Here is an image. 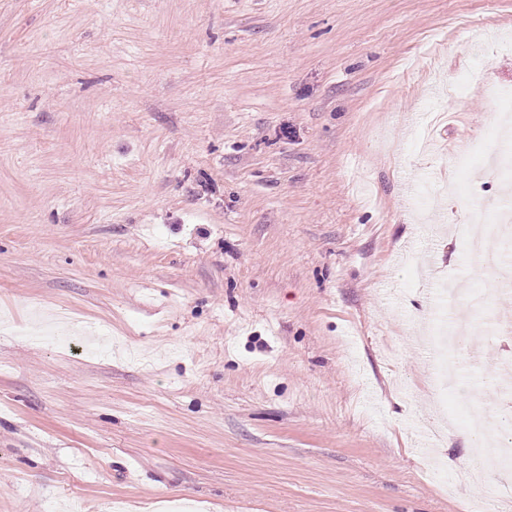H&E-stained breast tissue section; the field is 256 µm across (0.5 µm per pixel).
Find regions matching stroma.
I'll return each mask as SVG.
<instances>
[{
    "instance_id": "stroma-1",
    "label": "stroma",
    "mask_w": 512,
    "mask_h": 512,
    "mask_svg": "<svg viewBox=\"0 0 512 512\" xmlns=\"http://www.w3.org/2000/svg\"><path fill=\"white\" fill-rule=\"evenodd\" d=\"M512 0H0V512H471V429L431 435L406 252L487 292L448 351L512 392V249L472 265L501 145L448 104L449 175L407 106L431 73L512 87ZM423 175L441 205L405 201ZM98 344L50 346L63 332Z\"/></svg>"
}]
</instances>
